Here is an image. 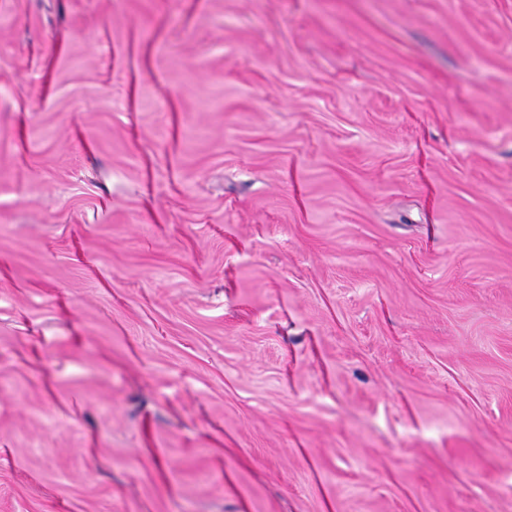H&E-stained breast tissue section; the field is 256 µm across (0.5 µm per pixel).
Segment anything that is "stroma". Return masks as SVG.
I'll use <instances>...</instances> for the list:
<instances>
[{
    "label": "stroma",
    "instance_id": "35a3bbf8",
    "mask_svg": "<svg viewBox=\"0 0 512 512\" xmlns=\"http://www.w3.org/2000/svg\"><path fill=\"white\" fill-rule=\"evenodd\" d=\"M0 512H512V0H0Z\"/></svg>",
    "mask_w": 512,
    "mask_h": 512
}]
</instances>
